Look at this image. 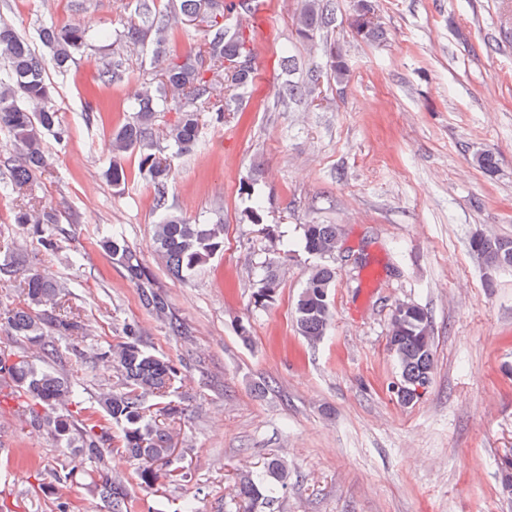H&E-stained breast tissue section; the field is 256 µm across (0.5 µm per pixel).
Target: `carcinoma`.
Instances as JSON below:
<instances>
[{"instance_id": "cac0c4a2", "label": "carcinoma", "mask_w": 512, "mask_h": 512, "mask_svg": "<svg viewBox=\"0 0 512 512\" xmlns=\"http://www.w3.org/2000/svg\"><path fill=\"white\" fill-rule=\"evenodd\" d=\"M245 0H171L170 11L157 16L152 0H138V22L115 31L116 40L135 45L143 33L154 34V59L158 70L145 79L137 94L124 105L130 118L112 132L113 155L105 165V177L117 193L125 191L128 175L125 155L139 156V171L151 182L156 203L164 204L171 163L198 144L204 118L220 122L225 113L239 110L244 94L252 87L253 25L229 27L233 14L248 13ZM184 18L200 19L212 37L183 56L166 52L169 31ZM298 35L308 41L334 21L332 10L322 0H301L294 18ZM350 26L364 39L382 35L375 17L373 0H356ZM39 39L49 49L55 68L68 70L77 57L86 53L90 37L80 25L59 28L49 20L38 27ZM44 60L16 28L0 20V128L9 135V182L4 191L16 195L12 224L18 233L35 241L43 250L58 253L67 230L59 224L55 210L41 204L32 194L37 173L47 167L42 133L50 131L61 141L66 129L51 104L52 90L44 78ZM125 66L114 57L98 68L104 85L124 80ZM319 76L305 84L286 83L283 97L313 100ZM171 117L163 127L158 118ZM242 191L252 197L246 211L251 224L262 226L270 248L261 262L251 302L256 308L274 303L281 284V272L288 251L280 236L264 223L261 200L253 186L243 183ZM300 247L315 259L304 286L294 302L296 328L309 343L326 336L333 320L331 290L336 284V240L338 224H303ZM156 252L168 274L183 279L205 266L224 246V225L192 224L175 213L166 214L153 225ZM512 240L475 236L472 252L493 259ZM98 246L112 256L127 279L140 288L142 306L157 319L168 323L172 334L182 333L181 325L169 319L168 304L154 290L147 267L128 244L123 233H105ZM15 281L19 299L0 302V334L15 348L0 349V380L11 392L1 396L17 401L18 419L51 437L69 453V461L51 471L52 481L69 487L80 475H98L93 490L104 512H134L127 485L135 478L144 488L159 480L185 481L188 473L171 460L173 431L170 423L184 416V408L172 399L180 376L174 362L159 356L143 343L136 323H127L121 340L98 345L86 342L84 328L73 308L67 305L68 284L46 280L33 266L21 265L15 239L0 240V282ZM68 345L76 364L88 367L99 358H110L119 373V383L100 391L92 400L74 373L44 367L46 358L59 360L62 345ZM387 346L399 367L398 382L408 388H428L434 371V339L431 317L419 306L413 312L391 315ZM119 430V444L134 461L132 477L113 475L106 468L112 452L109 427ZM288 486V466L271 458L258 474H243L238 481L237 512H255L262 500H271Z\"/></svg>"}]
</instances>
